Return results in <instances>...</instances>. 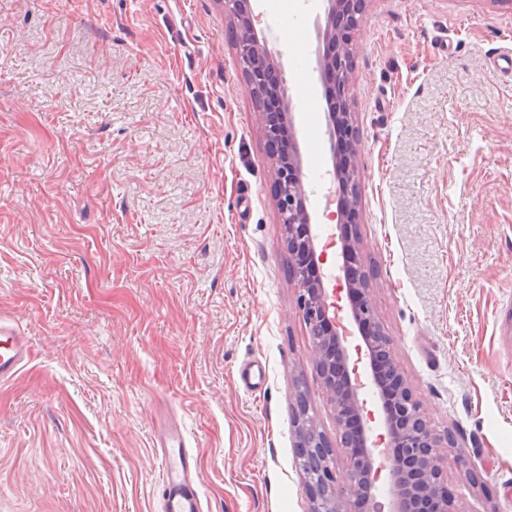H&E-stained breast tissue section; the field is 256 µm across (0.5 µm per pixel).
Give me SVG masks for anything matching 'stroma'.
Segmentation results:
<instances>
[{
  "label": "stroma",
  "mask_w": 512,
  "mask_h": 512,
  "mask_svg": "<svg viewBox=\"0 0 512 512\" xmlns=\"http://www.w3.org/2000/svg\"><path fill=\"white\" fill-rule=\"evenodd\" d=\"M323 0H259L326 250ZM218 0H0V512H310L296 391L339 438L288 279L273 167ZM348 95L371 303L469 512H512V7L369 0ZM479 481L467 483L464 470ZM29 345L19 327L0 321V383L13 380L23 367ZM175 440L172 435L161 436V452L164 458V476L161 481V500L164 512H200L199 486L197 473V448H187L178 440L175 457L167 454V444Z\"/></svg>",
  "instance_id": "obj_1"
}]
</instances>
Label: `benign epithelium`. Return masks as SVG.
I'll return each instance as SVG.
<instances>
[{"instance_id":"benign-epithelium-1","label":"benign epithelium","mask_w":512,"mask_h":512,"mask_svg":"<svg viewBox=\"0 0 512 512\" xmlns=\"http://www.w3.org/2000/svg\"><path fill=\"white\" fill-rule=\"evenodd\" d=\"M255 0H219L234 33L236 55L247 92H259L275 99L280 112L263 113L269 136L288 138V154L274 156L279 223L286 234L290 256L289 275L297 290V305L307 330L319 334L311 353L318 377L332 406L340 430V443L346 449V465L336 473L334 449L330 440L316 429L314 419L297 414L296 438L299 456L311 463L305 482L314 500L310 512H381L374 507L375 483L387 472L390 512H467L462 502L448 493L443 475L442 448H455L451 433H439L421 413L420 404L392 353V341L378 322L370 303L375 275L366 269L362 239L349 233L358 223L359 135L353 124L348 88L351 80L354 31L359 26L368 0H324L325 26L319 35L322 49L316 69L322 84L337 98L327 99L330 150H335L336 136L345 133L349 152L332 156L336 182V224L341 275L336 288L325 286L324 252L317 251L316 235L307 202L303 164L296 140L289 97L280 82H270L266 69L274 63L267 48V38L259 36L255 22ZM346 292L352 321L357 325L359 343L356 360L350 361L349 338L353 333L342 323V307L331 297ZM365 363L376 389L387 435L371 439L368 422L373 413L359 398L363 383L358 364ZM385 445L388 463L375 464L373 449Z\"/></svg>"}]
</instances>
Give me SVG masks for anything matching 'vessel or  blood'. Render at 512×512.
<instances>
[{"label":"vessel or blood","instance_id":"1","mask_svg":"<svg viewBox=\"0 0 512 512\" xmlns=\"http://www.w3.org/2000/svg\"><path fill=\"white\" fill-rule=\"evenodd\" d=\"M29 353L26 336L14 324L0 321V383L13 380ZM196 449L179 445L176 455L165 456L161 481L164 512H200Z\"/></svg>","mask_w":512,"mask_h":512}]
</instances>
